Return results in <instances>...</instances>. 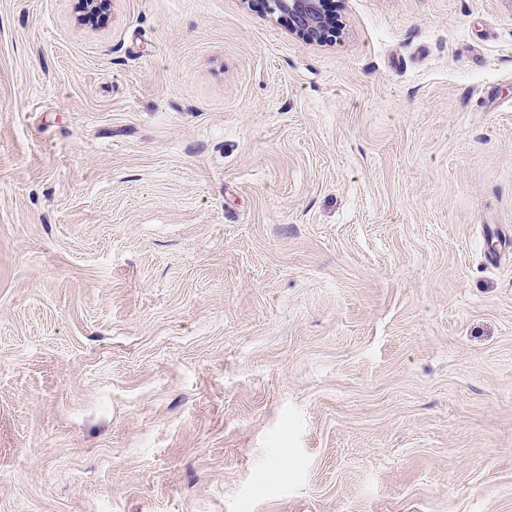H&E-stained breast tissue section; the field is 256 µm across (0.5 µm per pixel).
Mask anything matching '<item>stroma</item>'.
<instances>
[{
  "mask_svg": "<svg viewBox=\"0 0 512 512\" xmlns=\"http://www.w3.org/2000/svg\"><path fill=\"white\" fill-rule=\"evenodd\" d=\"M333 10L0 0V512H512V0ZM269 9L285 12L293 29L318 43L336 41V22L332 23L327 0H264Z\"/></svg>",
  "mask_w": 512,
  "mask_h": 512,
  "instance_id": "stroma-1",
  "label": "stroma"
}]
</instances>
